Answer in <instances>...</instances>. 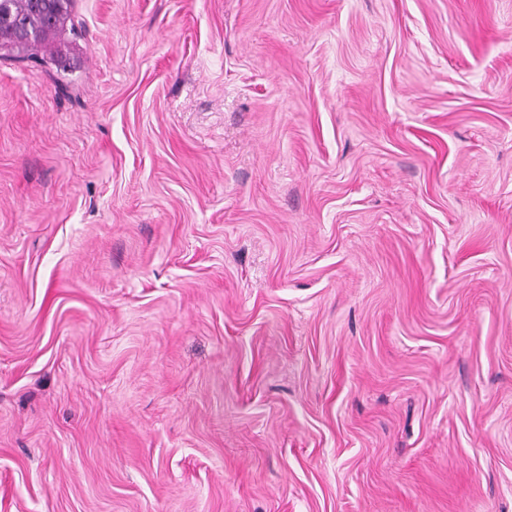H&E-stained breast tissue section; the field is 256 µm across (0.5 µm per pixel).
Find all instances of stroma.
<instances>
[{
	"instance_id": "stroma-1",
	"label": "stroma",
	"mask_w": 512,
	"mask_h": 512,
	"mask_svg": "<svg viewBox=\"0 0 512 512\" xmlns=\"http://www.w3.org/2000/svg\"><path fill=\"white\" fill-rule=\"evenodd\" d=\"M0 60V512H512V0H76Z\"/></svg>"
}]
</instances>
